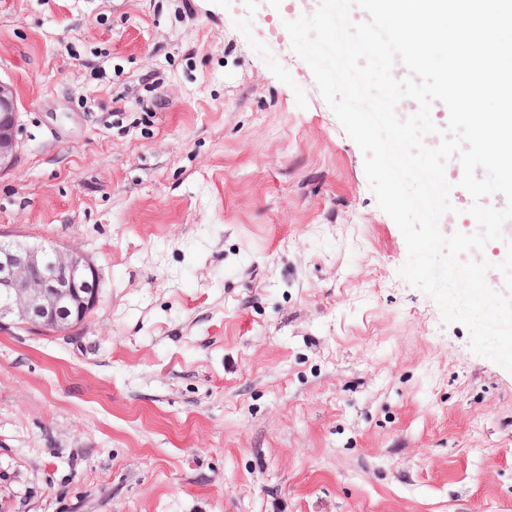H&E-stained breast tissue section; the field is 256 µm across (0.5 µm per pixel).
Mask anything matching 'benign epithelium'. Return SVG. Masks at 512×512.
Here are the masks:
<instances>
[{
    "label": "benign epithelium",
    "instance_id": "7a95c632",
    "mask_svg": "<svg viewBox=\"0 0 512 512\" xmlns=\"http://www.w3.org/2000/svg\"><path fill=\"white\" fill-rule=\"evenodd\" d=\"M17 130L16 90L0 80V172L14 164ZM98 299V270L81 252L0 241V330L17 324L67 333Z\"/></svg>",
    "mask_w": 512,
    "mask_h": 512
}]
</instances>
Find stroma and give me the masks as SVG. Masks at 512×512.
I'll use <instances>...</instances> for the list:
<instances>
[{"label": "stroma", "instance_id": "1", "mask_svg": "<svg viewBox=\"0 0 512 512\" xmlns=\"http://www.w3.org/2000/svg\"><path fill=\"white\" fill-rule=\"evenodd\" d=\"M312 0H0V238L100 301L0 330V512H512V372L404 237L283 26ZM17 94L10 83L0 80V172L10 169L18 149Z\"/></svg>", "mask_w": 512, "mask_h": 512}]
</instances>
